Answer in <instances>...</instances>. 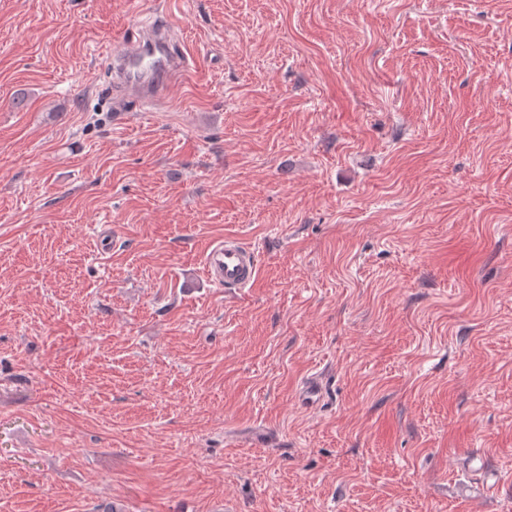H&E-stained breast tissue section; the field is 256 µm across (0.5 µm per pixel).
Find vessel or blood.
Returning a JSON list of instances; mask_svg holds the SVG:
<instances>
[{
    "instance_id": "vessel-or-blood-1",
    "label": "vessel or blood",
    "mask_w": 512,
    "mask_h": 512,
    "mask_svg": "<svg viewBox=\"0 0 512 512\" xmlns=\"http://www.w3.org/2000/svg\"><path fill=\"white\" fill-rule=\"evenodd\" d=\"M191 67L189 56L176 40L169 18H162L148 33L123 40L111 55L112 89L145 105L165 98L170 83ZM207 277L227 288L242 289L254 282V249L228 236L206 257Z\"/></svg>"
}]
</instances>
